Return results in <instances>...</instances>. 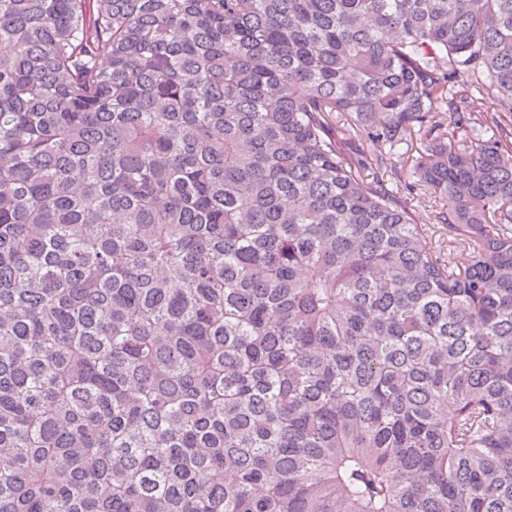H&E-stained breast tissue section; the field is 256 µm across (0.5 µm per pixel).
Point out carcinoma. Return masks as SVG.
I'll list each match as a JSON object with an SVG mask.
<instances>
[{"mask_svg":"<svg viewBox=\"0 0 512 512\" xmlns=\"http://www.w3.org/2000/svg\"><path fill=\"white\" fill-rule=\"evenodd\" d=\"M490 96L512 0H0V512H512ZM413 216L417 224H426L431 228L432 243L434 244L438 239L445 240L444 245L448 239V227L444 224H434L436 212L443 206V202L438 195L434 194L431 190L418 189L415 194H412ZM412 196L410 198H412Z\"/></svg>","mask_w":512,"mask_h":512,"instance_id":"carcinoma-1","label":"carcinoma"}]
</instances>
